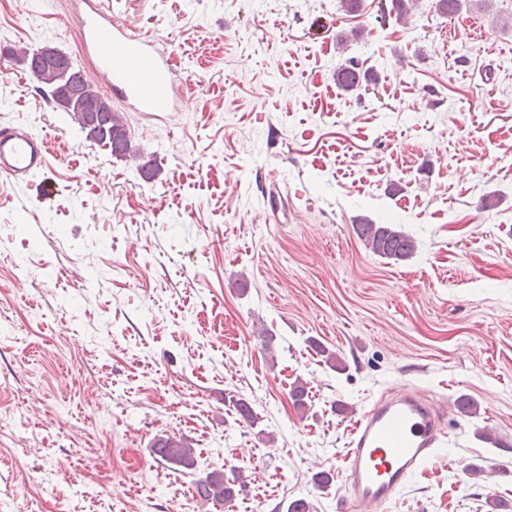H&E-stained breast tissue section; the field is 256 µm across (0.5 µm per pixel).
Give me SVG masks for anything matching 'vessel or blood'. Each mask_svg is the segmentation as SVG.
Returning <instances> with one entry per match:
<instances>
[{
    "instance_id": "b4317fda",
    "label": "vessel or blood",
    "mask_w": 512,
    "mask_h": 512,
    "mask_svg": "<svg viewBox=\"0 0 512 512\" xmlns=\"http://www.w3.org/2000/svg\"><path fill=\"white\" fill-rule=\"evenodd\" d=\"M85 75L109 89L125 107L150 122L180 110L182 83L170 53L148 35L134 34L112 17L111 0H81ZM45 139L0 129V176L27 180L49 164ZM439 415L416 392L383 398L367 407L351 434L339 512H384L407 479L435 460L445 434Z\"/></svg>"
}]
</instances>
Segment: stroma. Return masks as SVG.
I'll return each instance as SVG.
<instances>
[{"mask_svg": "<svg viewBox=\"0 0 512 512\" xmlns=\"http://www.w3.org/2000/svg\"><path fill=\"white\" fill-rule=\"evenodd\" d=\"M70 3L0 0V128L50 162L0 177V512H336L363 408L407 390L448 444L386 512H512V0H112L186 81L166 122L124 113L133 158L32 92L18 49L82 64ZM365 221L416 252L373 255ZM223 463L248 484L201 505ZM355 225L364 246L379 257L402 261L416 251L415 240L409 234L396 230L393 224H373L366 221ZM155 458L169 468L184 472L196 468L195 448L184 438L159 437L152 446Z\"/></svg>", "mask_w": 512, "mask_h": 512, "instance_id": "1", "label": "stroma"}]
</instances>
